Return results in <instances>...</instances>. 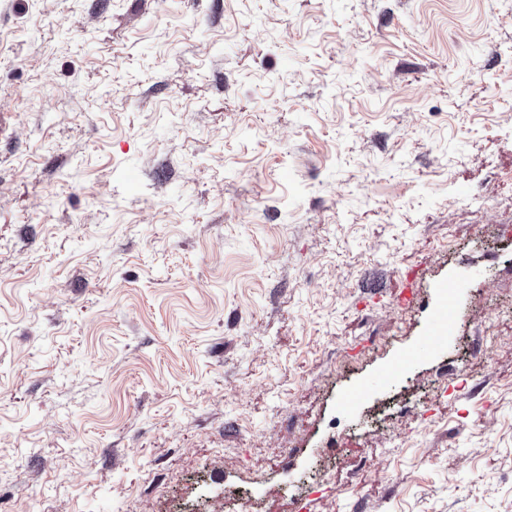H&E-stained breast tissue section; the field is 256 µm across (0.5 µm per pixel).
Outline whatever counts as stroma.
I'll return each instance as SVG.
<instances>
[{"label":"stroma","mask_w":512,"mask_h":512,"mask_svg":"<svg viewBox=\"0 0 512 512\" xmlns=\"http://www.w3.org/2000/svg\"><path fill=\"white\" fill-rule=\"evenodd\" d=\"M511 228L512 0H0V512H512Z\"/></svg>","instance_id":"stroma-1"}]
</instances>
